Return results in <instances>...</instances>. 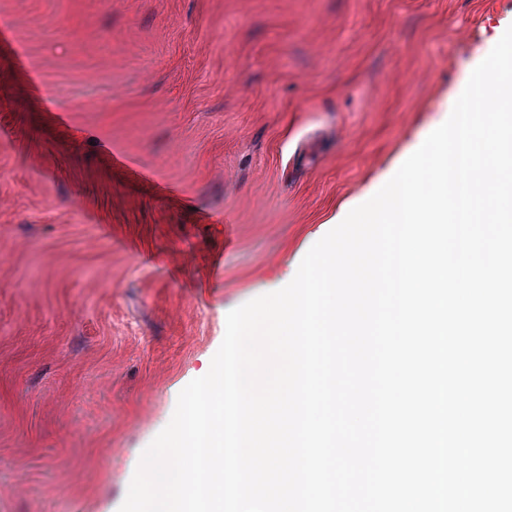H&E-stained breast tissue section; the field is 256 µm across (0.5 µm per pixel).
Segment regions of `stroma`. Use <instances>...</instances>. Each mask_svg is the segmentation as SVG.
<instances>
[{
  "mask_svg": "<svg viewBox=\"0 0 512 512\" xmlns=\"http://www.w3.org/2000/svg\"><path fill=\"white\" fill-rule=\"evenodd\" d=\"M512 0H0V512H119L135 462Z\"/></svg>",
  "mask_w": 512,
  "mask_h": 512,
  "instance_id": "obj_1",
  "label": "stroma"
}]
</instances>
